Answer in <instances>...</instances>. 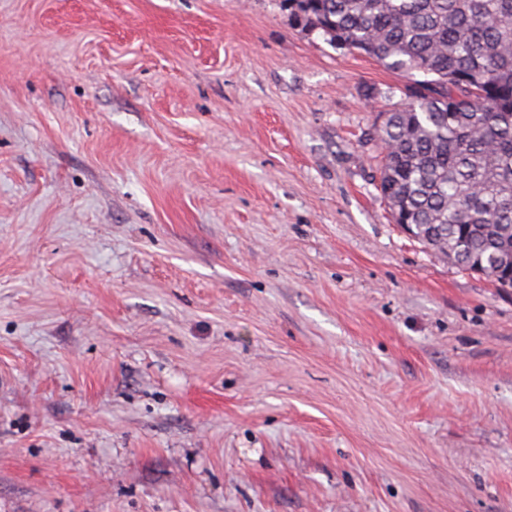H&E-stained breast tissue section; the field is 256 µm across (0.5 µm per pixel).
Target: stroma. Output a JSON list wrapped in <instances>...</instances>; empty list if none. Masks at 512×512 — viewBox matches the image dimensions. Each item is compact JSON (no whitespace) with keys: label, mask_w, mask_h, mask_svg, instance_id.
<instances>
[{"label":"stroma","mask_w":512,"mask_h":512,"mask_svg":"<svg viewBox=\"0 0 512 512\" xmlns=\"http://www.w3.org/2000/svg\"><path fill=\"white\" fill-rule=\"evenodd\" d=\"M404 83L280 0H0V512H512V288L380 199Z\"/></svg>","instance_id":"obj_1"}]
</instances>
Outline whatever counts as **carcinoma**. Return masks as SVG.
Wrapping results in <instances>:
<instances>
[{"label":"carcinoma","mask_w":512,"mask_h":512,"mask_svg":"<svg viewBox=\"0 0 512 512\" xmlns=\"http://www.w3.org/2000/svg\"><path fill=\"white\" fill-rule=\"evenodd\" d=\"M282 2L301 28L409 80L374 134L393 221L512 288V0Z\"/></svg>","instance_id":"cac0c4a2"}]
</instances>
